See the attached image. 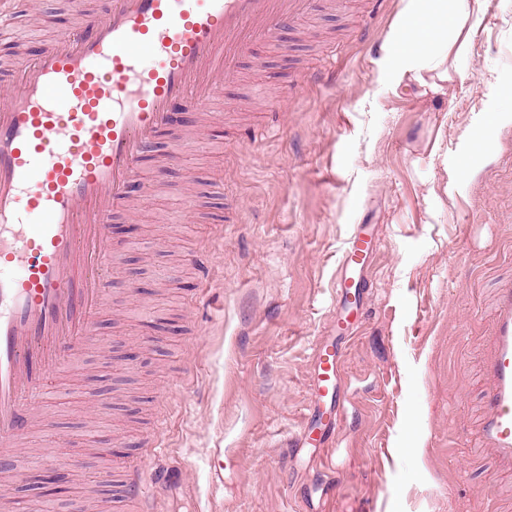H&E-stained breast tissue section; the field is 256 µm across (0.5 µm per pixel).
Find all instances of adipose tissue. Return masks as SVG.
I'll return each instance as SVG.
<instances>
[{
	"label": "adipose tissue",
	"mask_w": 512,
	"mask_h": 512,
	"mask_svg": "<svg viewBox=\"0 0 512 512\" xmlns=\"http://www.w3.org/2000/svg\"><path fill=\"white\" fill-rule=\"evenodd\" d=\"M461 17L471 28H479L485 17V0H406L396 44L416 71L436 70L441 61L433 49L447 43L449 25Z\"/></svg>",
	"instance_id": "obj_1"
}]
</instances>
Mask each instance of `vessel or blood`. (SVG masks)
Instances as JSON below:
<instances>
[{"label":"vessel or blood","instance_id":"b4317fda","mask_svg":"<svg viewBox=\"0 0 512 512\" xmlns=\"http://www.w3.org/2000/svg\"><path fill=\"white\" fill-rule=\"evenodd\" d=\"M313 0H112L19 70L0 106V447L44 431L32 410L94 334L115 264L112 216L184 102L236 80L252 38L313 12ZM485 360L483 445L512 469V282L497 290ZM324 342L315 390L340 368Z\"/></svg>","mask_w":512,"mask_h":512}]
</instances>
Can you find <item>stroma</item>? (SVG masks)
<instances>
[{
  "label": "stroma",
  "instance_id": "obj_1",
  "mask_svg": "<svg viewBox=\"0 0 512 512\" xmlns=\"http://www.w3.org/2000/svg\"><path fill=\"white\" fill-rule=\"evenodd\" d=\"M404 4L340 0L284 25L242 56L215 124L192 111L159 138L114 217L136 233L112 238L94 337L65 369L92 396L54 380L50 432L19 449L32 469L51 452L63 489L17 481L0 512L77 498L141 512L122 493L131 459L153 512H512V471L479 439L488 327L512 281V0H487L476 34L449 27L441 82L399 62ZM73 12L16 13L26 59ZM178 134L203 144L165 164ZM363 230L380 246L350 318L340 420L299 450L314 348L335 333L341 259ZM105 436L112 455H94Z\"/></svg>",
  "mask_w": 512,
  "mask_h": 512
}]
</instances>
